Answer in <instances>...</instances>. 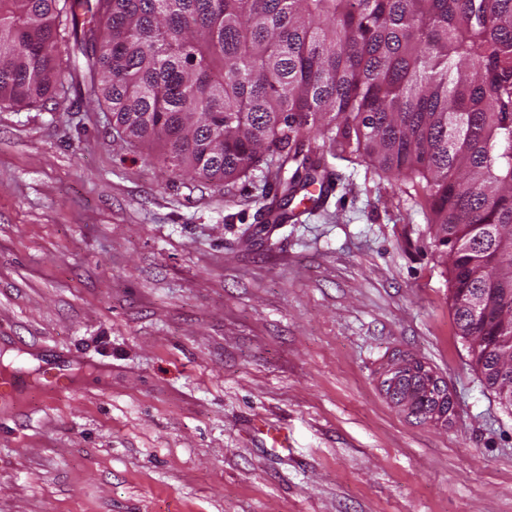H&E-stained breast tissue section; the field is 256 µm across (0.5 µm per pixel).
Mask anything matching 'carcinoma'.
Here are the masks:
<instances>
[{
  "mask_svg": "<svg viewBox=\"0 0 512 512\" xmlns=\"http://www.w3.org/2000/svg\"><path fill=\"white\" fill-rule=\"evenodd\" d=\"M70 40L114 128L174 173L226 182L267 153L296 164L292 196L317 183L318 137L420 178L458 334L487 388L512 387V0H0V107L64 87Z\"/></svg>",
  "mask_w": 512,
  "mask_h": 512,
  "instance_id": "cac0c4a2",
  "label": "carcinoma"
}]
</instances>
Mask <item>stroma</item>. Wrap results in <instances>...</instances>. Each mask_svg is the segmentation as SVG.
Listing matches in <instances>:
<instances>
[{"label": "stroma", "instance_id": "1", "mask_svg": "<svg viewBox=\"0 0 512 512\" xmlns=\"http://www.w3.org/2000/svg\"><path fill=\"white\" fill-rule=\"evenodd\" d=\"M149 156L84 86L0 109V370L80 357L0 427V512H512V411L411 181L331 157V197L271 225L276 159L213 184ZM397 356L447 425L386 397ZM421 377L425 379V389L433 402L430 411L420 418L435 425H446L454 402L448 396V389L423 363L402 357L394 359L383 372L381 386L396 406L411 412L416 395L415 382Z\"/></svg>", "mask_w": 512, "mask_h": 512}]
</instances>
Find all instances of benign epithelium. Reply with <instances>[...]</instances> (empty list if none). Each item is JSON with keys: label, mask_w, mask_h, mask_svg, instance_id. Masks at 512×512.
I'll return each mask as SVG.
<instances>
[{"label": "benign epithelium", "mask_w": 512, "mask_h": 512, "mask_svg": "<svg viewBox=\"0 0 512 512\" xmlns=\"http://www.w3.org/2000/svg\"><path fill=\"white\" fill-rule=\"evenodd\" d=\"M420 378L425 379V389L432 399L431 409L423 416V420L435 425L448 424V414L453 411L454 402L448 396V389L440 384V380L423 363L409 358H396L384 370L381 383L389 399L409 412L415 402V382Z\"/></svg>", "instance_id": "obj_1"}]
</instances>
